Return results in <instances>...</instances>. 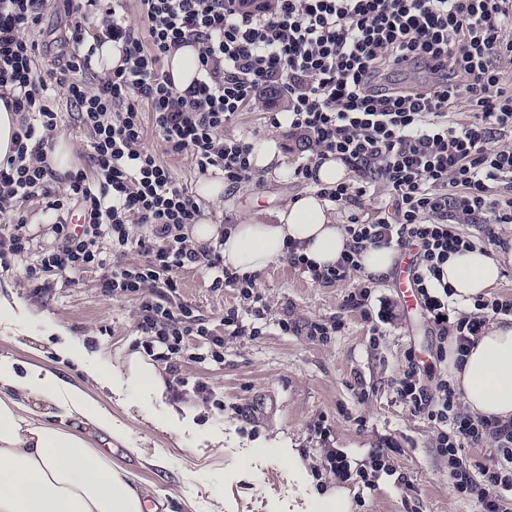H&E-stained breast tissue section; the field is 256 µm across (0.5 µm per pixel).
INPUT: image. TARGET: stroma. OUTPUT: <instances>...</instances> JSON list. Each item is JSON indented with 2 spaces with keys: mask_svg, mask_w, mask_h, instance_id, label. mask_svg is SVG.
<instances>
[{
  "mask_svg": "<svg viewBox=\"0 0 512 512\" xmlns=\"http://www.w3.org/2000/svg\"><path fill=\"white\" fill-rule=\"evenodd\" d=\"M26 38L37 47L40 71L61 65L67 51V20L56 6L47 7ZM59 114L57 135L74 147L75 166L90 171V135L83 129L62 92L49 94ZM144 143L159 152L161 162L189 194L202 181L190 158L167 154L152 122L144 124ZM228 138L275 141L285 159L279 174L255 170L251 181L227 191L220 202L201 201L203 218L227 225L259 210L274 211L309 192L293 178L304 144L287 128H273L261 109L240 113L225 124ZM16 215L25 218L31 249L8 269L0 268V304L11 308L18 325L0 323V354L36 361L84 384L93 401L111 411L124 427L112 445L114 465L128 472L147 499L168 491L171 512H321L317 493L348 491L352 512H476L474 499L460 496L448 474V462L436 448L437 431L413 413L395 393L415 354L433 373H445L440 339L428 320L411 322L397 295L394 278L374 282L365 306L346 304L359 278L332 285L314 283L286 259L273 263L256 282L269 310L258 336H225L224 362L182 361L178 373H165L162 401L146 405L139 390L122 386L120 393L99 388L71 361L58 357L44 336L55 322L78 337L87 359L110 372L120 352L140 350L138 305L130 299L103 295L100 275L91 271L74 284H57L38 294L23 270L51 249V217L39 197L16 201ZM180 294L212 325L219 327L226 308L237 303L232 289L215 291L207 272L194 267L177 271ZM293 327L281 330L280 319ZM335 325L321 342L308 336L310 323ZM378 343H371L373 330ZM41 344H32V337ZM187 378L175 385L174 376ZM206 382L221 407L206 402L192 387ZM389 449L393 475L375 478L366 487L359 478L337 480L325 468L334 449L347 454L352 468L365 469L379 449ZM297 454L300 465L288 463Z\"/></svg>",
  "mask_w": 512,
  "mask_h": 512,
  "instance_id": "obj_1",
  "label": "stroma"
}]
</instances>
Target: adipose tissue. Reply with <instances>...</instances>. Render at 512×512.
Returning <instances> with one entry per match:
<instances>
[{
	"label": "adipose tissue",
	"mask_w": 512,
	"mask_h": 512,
	"mask_svg": "<svg viewBox=\"0 0 512 512\" xmlns=\"http://www.w3.org/2000/svg\"><path fill=\"white\" fill-rule=\"evenodd\" d=\"M217 237L224 240L225 267L242 275L262 272L292 243L320 269L352 245L328 203L313 193L230 225L223 237L211 224L191 230L198 244ZM444 275L452 301L465 308L497 285L500 259L477 246L450 255ZM94 378L104 387L117 380L136 386L150 401L165 392L158 366L136 352ZM448 380L472 416L512 422V318L491 323L464 356L449 357ZM120 433L111 412L81 385L0 355V512H143L140 489L97 446L101 436Z\"/></svg>",
	"instance_id": "adipose-tissue-1"
}]
</instances>
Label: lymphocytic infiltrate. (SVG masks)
<instances>
[{
	"mask_svg": "<svg viewBox=\"0 0 512 512\" xmlns=\"http://www.w3.org/2000/svg\"><path fill=\"white\" fill-rule=\"evenodd\" d=\"M126 0H62L71 51L50 78L35 70L36 46L24 33L36 25L48 0H0V98L22 114L12 156L0 161V219L18 198L41 195L52 210L79 207L83 222L52 225L58 246L27 266L36 290L49 276L66 283L104 268L98 243L112 250L138 249L143 258L104 269L101 290L139 306L137 330L154 360L176 364L197 337V360L224 361V337L180 298L177 270L206 271L214 289L236 290L239 304L222 320L233 335L251 333L246 320L264 319L268 306L251 275L224 266L220 246H195L186 229L201 208L159 157L145 149L143 107L165 152L187 154L203 176L223 177L233 190L251 180V144L224 137V126L240 112L261 107L271 127L288 125L310 151L293 170L338 207L350 209L345 227L353 241L336 265L313 268L296 251L287 260L318 284L350 279L362 269L360 252L369 245L416 243L420 260L415 282L428 319L440 340L454 338L465 353L482 334L489 315L512 314V299L479 298L472 315L448 321L449 291L443 267L449 254L471 248L462 224H512V147L496 144L512 131V86L504 76L512 63V0H140L149 41L127 23ZM101 20L118 43L119 67L95 93L83 77L94 65L85 27ZM198 47L199 75L177 90L162 62L171 49ZM422 67L433 83L391 87L386 72ZM63 89L78 121L91 134L94 175L58 178L43 145L58 126L47 102L49 84ZM287 100L279 110V100ZM465 103L471 114L450 126L447 112ZM340 159L355 181L322 184L318 169ZM64 180L59 191L52 184ZM390 190V207L364 218L359 210L375 183ZM505 186L493 195L496 186ZM142 233L133 236L132 225ZM396 395L433 424L437 446L447 457L454 489L475 494L479 512H505L512 495V423L492 425L459 410L447 380L428 387L417 362H410ZM498 442L494 468L473 476L463 462L466 445L484 437Z\"/></svg>",
	"mask_w": 512,
	"mask_h": 512,
	"instance_id": "lymphocytic-infiltrate-1",
	"label": "lymphocytic infiltrate"
}]
</instances>
